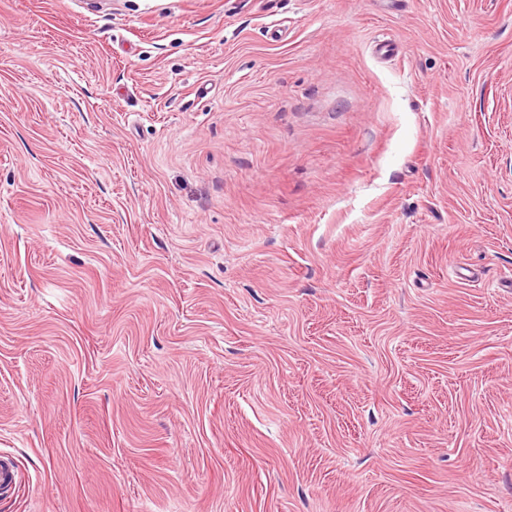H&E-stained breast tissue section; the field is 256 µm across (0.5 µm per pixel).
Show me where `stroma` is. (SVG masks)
Segmentation results:
<instances>
[{
  "label": "stroma",
  "mask_w": 512,
  "mask_h": 512,
  "mask_svg": "<svg viewBox=\"0 0 512 512\" xmlns=\"http://www.w3.org/2000/svg\"><path fill=\"white\" fill-rule=\"evenodd\" d=\"M0 455V512H512V0H0Z\"/></svg>",
  "instance_id": "35a3bbf8"
}]
</instances>
